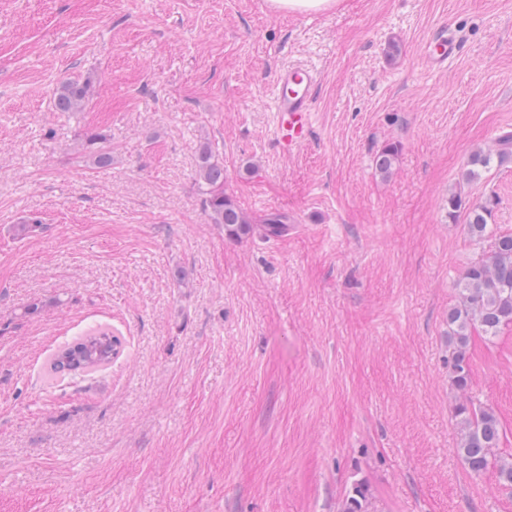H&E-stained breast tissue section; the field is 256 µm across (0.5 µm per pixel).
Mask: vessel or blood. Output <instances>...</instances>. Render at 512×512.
Wrapping results in <instances>:
<instances>
[{
  "label": "vessel or blood",
  "mask_w": 512,
  "mask_h": 512,
  "mask_svg": "<svg viewBox=\"0 0 512 512\" xmlns=\"http://www.w3.org/2000/svg\"><path fill=\"white\" fill-rule=\"evenodd\" d=\"M463 48L451 28L441 27L428 41L424 61L440 69L454 60ZM317 78L306 67H289L278 72L274 84L275 137L280 151L294 154L306 144L312 130Z\"/></svg>",
  "instance_id": "vessel-or-blood-1"
}]
</instances>
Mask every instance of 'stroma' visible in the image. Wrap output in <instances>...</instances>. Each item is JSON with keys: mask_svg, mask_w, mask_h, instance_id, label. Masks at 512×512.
<instances>
[{"mask_svg": "<svg viewBox=\"0 0 512 512\" xmlns=\"http://www.w3.org/2000/svg\"><path fill=\"white\" fill-rule=\"evenodd\" d=\"M443 24L465 49L431 70ZM291 65L319 79L289 156ZM68 78L90 80L85 111L54 110ZM508 131L512 0H0V512H342L359 480L366 512H512L456 452L448 377V311L492 246L448 198L495 196L512 231V158L464 177ZM205 145L245 238L204 211ZM273 213L287 229L267 236ZM99 325L122 340L111 367L50 381ZM469 356L510 458L512 325ZM272 10L288 14L321 13L335 9L339 0H269ZM317 78L307 67L278 72L274 84L275 137L280 151L295 154L310 137Z\"/></svg>", "mask_w": 512, "mask_h": 512, "instance_id": "obj_1", "label": "stroma"}]
</instances>
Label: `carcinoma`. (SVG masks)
<instances>
[{
    "instance_id": "obj_1",
    "label": "carcinoma",
    "mask_w": 512,
    "mask_h": 512,
    "mask_svg": "<svg viewBox=\"0 0 512 512\" xmlns=\"http://www.w3.org/2000/svg\"><path fill=\"white\" fill-rule=\"evenodd\" d=\"M90 100V82L70 80L62 82L53 96V107L58 112H82ZM94 146L93 163L98 168L112 165V152L104 146L102 134L92 132L86 136ZM398 154V146L388 144L376 155V168L382 173L391 170ZM492 161L491 154L483 151L472 153L468 160L466 177L471 179L486 169ZM200 191L209 219L224 225L230 239H240L252 231V225L236 200L224 191V163L216 158L212 149L204 146L199 152ZM495 200L488 197L472 203L460 194L448 197V216L466 212L468 233L482 240L492 236V252L486 258L466 267L461 278L457 303L448 310V327L453 348L448 358L453 388L460 394L454 407L455 417L461 425V440L457 453L468 471L481 475L489 470L496 473L498 483L512 487V460L506 461L496 454L502 439L500 422L490 408L476 406L467 397L472 388L469 363V345L474 334L495 337L499 331L512 325V232L491 233L489 220ZM287 217L272 214L265 219L264 230L269 236L287 230ZM122 348L120 337L112 335L107 327L96 328L84 336L59 347L50 357L49 373L52 376L84 374L112 365ZM369 489L357 482L347 495L342 512H365Z\"/></svg>"
}]
</instances>
